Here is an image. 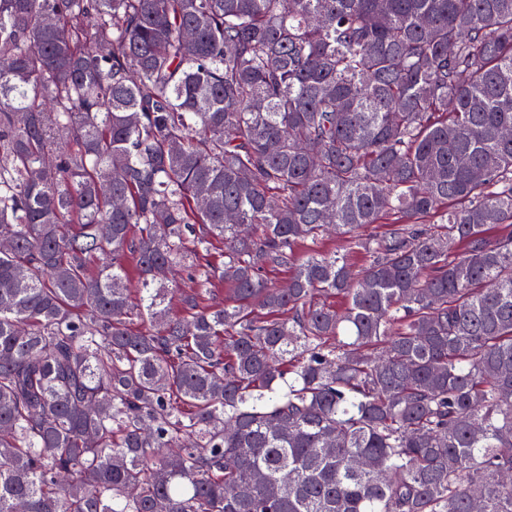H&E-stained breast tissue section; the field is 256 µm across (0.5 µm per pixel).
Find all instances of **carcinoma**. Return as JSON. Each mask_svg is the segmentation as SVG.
Instances as JSON below:
<instances>
[{
  "instance_id": "obj_1",
  "label": "carcinoma",
  "mask_w": 512,
  "mask_h": 512,
  "mask_svg": "<svg viewBox=\"0 0 512 512\" xmlns=\"http://www.w3.org/2000/svg\"><path fill=\"white\" fill-rule=\"evenodd\" d=\"M507 129L512 0H0V512H512ZM353 245H349L346 242L341 241V239H336V237L329 236L324 237L319 240L316 245H303L299 248V254H304L312 248L319 249L326 252L338 251L341 253L348 254L349 263L355 269H361L367 263V257L364 253L360 252L356 248H352Z\"/></svg>"
}]
</instances>
